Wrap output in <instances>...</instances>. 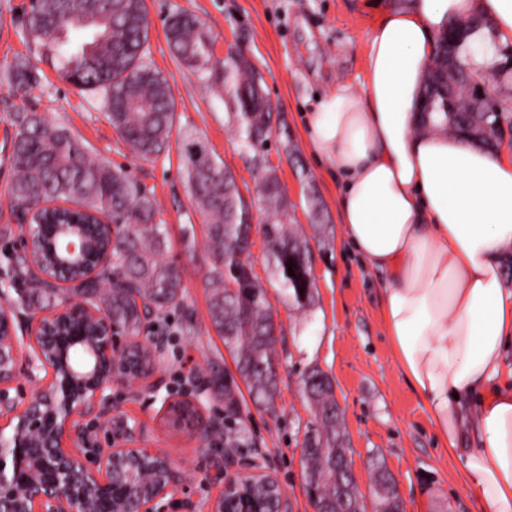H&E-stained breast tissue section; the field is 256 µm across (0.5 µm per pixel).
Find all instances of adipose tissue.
Returning a JSON list of instances; mask_svg holds the SVG:
<instances>
[{"mask_svg": "<svg viewBox=\"0 0 512 512\" xmlns=\"http://www.w3.org/2000/svg\"><path fill=\"white\" fill-rule=\"evenodd\" d=\"M377 15L358 83L309 117L307 146L339 185L343 237L379 275L382 320L399 370L459 463L481 512H512V155L423 129L424 81L440 36L471 18L460 50L483 78L512 44V0H369ZM472 447H465V440Z\"/></svg>", "mask_w": 512, "mask_h": 512, "instance_id": "adipose-tissue-1", "label": "adipose tissue"}]
</instances>
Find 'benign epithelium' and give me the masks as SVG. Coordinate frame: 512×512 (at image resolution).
I'll return each instance as SVG.
<instances>
[{"mask_svg": "<svg viewBox=\"0 0 512 512\" xmlns=\"http://www.w3.org/2000/svg\"><path fill=\"white\" fill-rule=\"evenodd\" d=\"M500 74L493 72L476 84L474 93L484 111L498 102ZM32 208L21 225L20 246L34 250L36 229ZM32 274L68 290L95 281L112 269L110 250L100 252L96 265L72 280L50 276L40 264ZM22 335H17L14 322ZM0 433L10 430L15 446L27 454L28 467L17 474L18 462L0 457V499L16 505L13 512H125L126 488L121 467L131 461L148 465V476L133 501L136 512H292L280 483L270 474L249 470L224 478L217 494L202 505L182 496L183 476L169 459L137 444L138 432L125 429L124 444L89 451L74 447L92 429L103 427L112 408L105 391L117 376L127 379L136 395H155L164 378L142 368L132 369L121 349V331L94 303L82 298L55 309L33 313L27 306L0 307ZM25 378L32 397L19 404L10 396L12 384ZM262 484L273 492L274 507L255 499L252 488Z\"/></svg>", "mask_w": 512, "mask_h": 512, "instance_id": "obj_1", "label": "benign epithelium"}]
</instances>
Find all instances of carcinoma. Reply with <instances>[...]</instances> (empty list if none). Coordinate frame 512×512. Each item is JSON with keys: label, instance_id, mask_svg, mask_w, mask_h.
<instances>
[{"label": "carcinoma", "instance_id": "cac0c4a2", "mask_svg": "<svg viewBox=\"0 0 512 512\" xmlns=\"http://www.w3.org/2000/svg\"><path fill=\"white\" fill-rule=\"evenodd\" d=\"M22 25L25 37L56 61L62 81L102 94L112 127L136 157L151 160L164 151L174 128L175 100L166 78L147 62L145 0H34ZM198 26L195 15L179 12L170 17L165 36L176 60L204 72L209 50L196 37ZM458 50L459 41L450 36L438 43L425 82L422 112L426 116L443 113L448 125L469 142L496 152L504 132H512V112L477 111L480 103L471 94L474 75L459 59ZM225 65L234 78L231 90L239 137L245 148L256 149L265 141L272 105L261 77L244 55L225 60ZM12 78L21 92L34 81L26 66L15 67ZM14 123L10 159L17 174L11 188L15 204L74 205L43 209L45 245L52 242L58 222L89 224L96 215L107 214L120 225L111 243L112 271L75 294L91 295L129 336L143 331L145 319L138 300L152 303L159 314L181 306L179 272L160 259L166 225L157 220L159 211L142 186L128 172L94 160L68 129L46 122L36 112H18ZM183 167L192 202L208 218L211 259L206 282L211 323L253 401L269 408L277 394L280 357L268 292L250 262L253 202L241 194L232 172L201 141L185 144ZM258 196L267 216L261 232L272 275L304 305L311 301L314 288L309 249L305 240L288 233L283 222L288 198L275 173L262 175ZM9 262L13 274L26 279L31 291L55 290L31 276L29 255L13 254ZM302 387L315 407V422L307 428L302 448L305 484L324 503L326 512H366L342 469L345 450L330 377L313 370L302 378ZM374 477L381 493L373 502V512H404L395 479L384 464L376 465Z\"/></svg>", "mask_w": 512, "mask_h": 512}]
</instances>
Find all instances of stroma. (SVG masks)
<instances>
[{"label": "stroma", "mask_w": 512, "mask_h": 512, "mask_svg": "<svg viewBox=\"0 0 512 512\" xmlns=\"http://www.w3.org/2000/svg\"><path fill=\"white\" fill-rule=\"evenodd\" d=\"M29 0H0V281L15 250L21 215L11 196L13 115L37 112L68 128L97 161L130 171L154 201L167 226L161 255L179 272L184 304L170 312L162 329L170 341L157 372L166 385L152 396H134L125 380L113 383L112 420L96 434L109 447L125 428L140 427L147 446L166 455L183 475L188 495L207 501L217 493L211 459L231 448L239 462H253L285 490L293 512H312L302 475L305 427L314 412L301 379L319 369L333 382L342 409L344 446L361 493L373 482L370 461L381 457L397 481L405 512H480L458 478V464L431 432L420 398L395 364L381 317V279L364 271L346 246L340 226L336 179L311 158L305 120L337 82H357L363 48L375 21L364 0H146L149 59L175 97V124L167 150L146 161L134 157L108 121L100 95L59 79L53 63L29 44L21 20ZM188 11L201 23L211 52L207 71L184 67L165 38L169 16ZM251 59L274 111L272 129L260 150L242 148L224 70L228 46ZM29 63L38 82L14 92L16 63ZM201 139L230 169L246 199L257 196L262 168H274L288 197L289 231L311 251L313 299L300 305L272 276L261 232H253L250 260L268 291L279 324L278 388L272 409L256 405L245 385L225 399L224 383L236 379L234 363L212 328L205 279L210 254L207 219L193 205L183 170L184 144ZM200 395V420L174 424L171 404ZM218 419L219 436L202 442L199 426Z\"/></svg>", "instance_id": "stroma-1"}]
</instances>
